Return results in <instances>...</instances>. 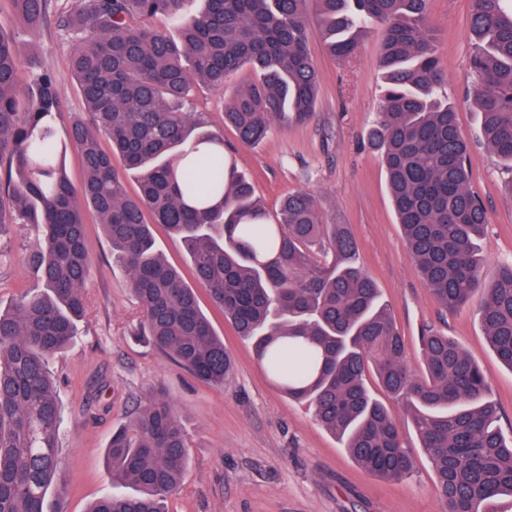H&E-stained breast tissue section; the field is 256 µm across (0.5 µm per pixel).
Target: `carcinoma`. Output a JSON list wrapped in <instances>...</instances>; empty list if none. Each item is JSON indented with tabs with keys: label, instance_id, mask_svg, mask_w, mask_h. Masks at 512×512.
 I'll return each mask as SVG.
<instances>
[{
	"label": "carcinoma",
	"instance_id": "obj_1",
	"mask_svg": "<svg viewBox=\"0 0 512 512\" xmlns=\"http://www.w3.org/2000/svg\"><path fill=\"white\" fill-rule=\"evenodd\" d=\"M50 2L12 6L39 30ZM185 2L75 0L56 17L75 41L70 65L85 105L69 129L84 171L78 189L56 139L65 111L56 77L0 31V261L11 254L7 225L40 226L28 263L43 283L0 309V512H50L48 499L67 489L49 359L73 344L86 314L88 208L129 275L142 312L133 335L207 385L224 387L232 371L195 288L155 247L151 224H163L283 392L307 401L362 469L399 481L413 468L398 422L366 387L372 373L403 402L446 512H496V499H512V441L481 367L426 325L419 336L425 372L415 375L349 225L323 223L303 193L287 196L277 222L268 223L224 138L189 99L193 85L222 90L250 68L257 81L227 102L224 124L242 143L257 144L274 122L300 124L315 112L308 4L327 53L341 61L356 53L368 26H381L386 95L369 138L382 152L408 251L440 311L479 302L486 340L512 368V266L490 283L482 277L479 239L489 216L471 186L458 104L440 93L447 76L429 0H204L189 18ZM158 16L177 31L152 24ZM465 37L473 76L467 101L481 115L485 145L512 172V0H473ZM23 67L29 95L16 84ZM127 171L137 175L134 194ZM188 459L180 417L158 390L107 448L112 481L131 491L105 494L89 512H166Z\"/></svg>",
	"mask_w": 512,
	"mask_h": 512
}]
</instances>
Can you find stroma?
Listing matches in <instances>:
<instances>
[{"label":"stroma","mask_w":512,"mask_h":512,"mask_svg":"<svg viewBox=\"0 0 512 512\" xmlns=\"http://www.w3.org/2000/svg\"><path fill=\"white\" fill-rule=\"evenodd\" d=\"M472 0H429L438 30L437 54L447 73L450 98L462 99L471 85L470 47L465 31ZM0 31L53 71L66 109L56 137L66 142L70 117L84 103L70 69L73 40L55 24L28 31L0 0ZM382 31L371 27L356 54L343 62L325 50L318 27H311L309 47L320 84L315 117L305 124H273L257 146L240 143L224 126V104L255 75L242 70L223 92L196 88L194 104L209 129L223 135L239 171L249 178L269 217L292 193L311 194L322 220L346 224L360 259L375 278L381 299L393 311L406 341V360L422 373L419 336L424 325L457 340L480 365L490 397L500 411V426L512 437V369L490 348L475 307L441 316L406 246L389 194L381 152L371 145L369 129L386 86L377 66ZM470 144L471 186L489 215L480 248L482 276L492 281L512 266V173L483 143L481 118L468 106L457 114ZM35 226L23 227L11 259L0 264V306L18 294L40 290L25 254L35 246ZM91 272L85 293L89 313L78 327L74 345L50 361L57 381L66 427L59 450L67 474V492L50 502L52 512H88L93 501L112 491V472L104 450L112 434L128 424L131 412L147 404L157 386H165L189 443V462L178 490L167 500L168 512H443L433 469L402 404L368 380L371 394L401 420L403 443L416 459L412 475L391 482L363 470L341 441L322 427L303 401L283 393L257 359L251 344L237 335L230 320L198 286L200 304L234 366L223 388L210 387L130 334L140 317L127 273L112 261V249L96 222L87 226Z\"/></svg>","instance_id":"stroma-1"}]
</instances>
